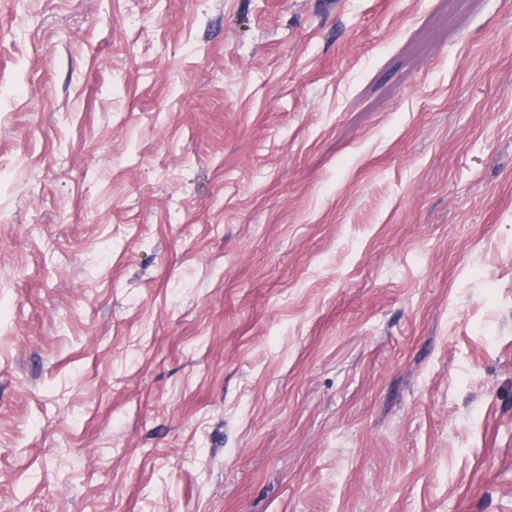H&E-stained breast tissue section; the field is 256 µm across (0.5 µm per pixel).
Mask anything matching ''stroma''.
<instances>
[{
  "label": "stroma",
  "instance_id": "obj_1",
  "mask_svg": "<svg viewBox=\"0 0 512 512\" xmlns=\"http://www.w3.org/2000/svg\"><path fill=\"white\" fill-rule=\"evenodd\" d=\"M0 512H512V0H0Z\"/></svg>",
  "mask_w": 512,
  "mask_h": 512
}]
</instances>
